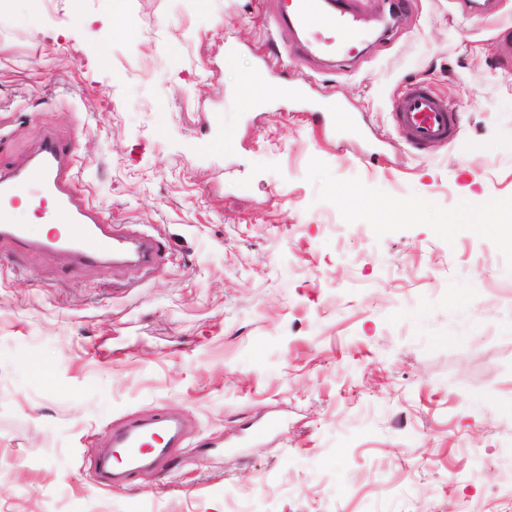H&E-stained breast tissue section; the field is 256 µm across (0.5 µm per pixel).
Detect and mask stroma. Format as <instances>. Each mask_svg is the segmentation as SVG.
<instances>
[{
	"mask_svg": "<svg viewBox=\"0 0 512 512\" xmlns=\"http://www.w3.org/2000/svg\"><path fill=\"white\" fill-rule=\"evenodd\" d=\"M491 2L405 0L323 58L271 24L280 0H124V33L113 0H11L0 164L73 141L90 203L168 258L63 278L0 240V512H512V247L474 229L512 201V0ZM264 64L360 137L288 99L245 111ZM414 82L451 140L395 127ZM158 411L186 423L166 467L92 486L93 442ZM291 94L310 112L311 117L326 122L334 131L350 132L355 129V116L346 108L336 105V100L310 97L300 85L291 88Z\"/></svg>",
	"mask_w": 512,
	"mask_h": 512,
	"instance_id": "obj_1",
	"label": "stroma"
}]
</instances>
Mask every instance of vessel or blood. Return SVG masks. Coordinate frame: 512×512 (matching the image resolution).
Here are the masks:
<instances>
[{
	"mask_svg": "<svg viewBox=\"0 0 512 512\" xmlns=\"http://www.w3.org/2000/svg\"><path fill=\"white\" fill-rule=\"evenodd\" d=\"M357 22L353 0H289L274 18L276 26L307 34V52L320 54L327 53L336 38L345 48L354 49L360 38ZM291 93L316 120L335 130H354V114L335 100L311 97L298 85ZM393 118L418 149L451 139L458 125L457 115L447 102L422 84L411 85L399 95L393 104ZM23 188L44 203L42 217L46 223L68 225L66 234L42 237L19 220L15 203ZM0 240L9 242L16 255L42 253L53 257L62 268L81 272L128 264L152 272L167 257L160 234L124 231L86 201L73 144L61 142L51 133L40 140L28 163L0 168ZM181 433V421L168 414L154 413L127 421L97 451L93 483L103 488L115 476L128 478L140 470L166 464L169 450Z\"/></svg>",
	"mask_w": 512,
	"mask_h": 512,
	"instance_id": "1",
	"label": "vessel or blood"
}]
</instances>
